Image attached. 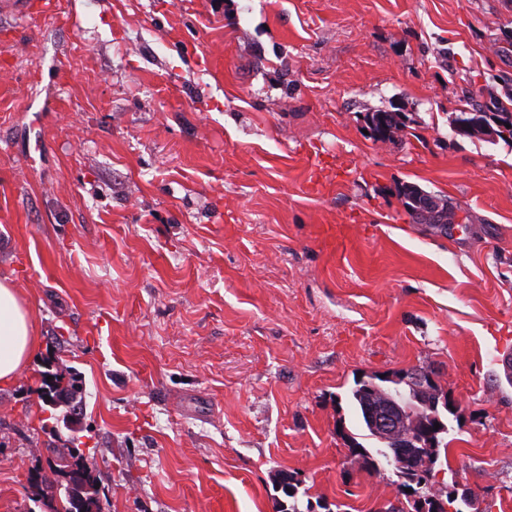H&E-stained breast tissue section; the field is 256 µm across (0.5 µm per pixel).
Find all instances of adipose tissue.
Here are the masks:
<instances>
[{
    "instance_id": "1",
    "label": "adipose tissue",
    "mask_w": 512,
    "mask_h": 512,
    "mask_svg": "<svg viewBox=\"0 0 512 512\" xmlns=\"http://www.w3.org/2000/svg\"><path fill=\"white\" fill-rule=\"evenodd\" d=\"M38 348L30 307L17 288L0 281V385L13 382Z\"/></svg>"
}]
</instances>
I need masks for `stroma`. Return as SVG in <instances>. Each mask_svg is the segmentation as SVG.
Masks as SVG:
<instances>
[{"mask_svg":"<svg viewBox=\"0 0 512 512\" xmlns=\"http://www.w3.org/2000/svg\"><path fill=\"white\" fill-rule=\"evenodd\" d=\"M512 0H63L0 16V280L41 347L0 386V512H49L38 375L81 378L102 512H378L356 378L434 370V487L512 512ZM407 115L402 141L367 113ZM469 212L413 223L404 185ZM465 112V111H462ZM460 113V115L455 117V122L453 124V130L456 134L461 135H473L477 132L483 133L488 138L496 137L497 128L500 130H504L506 124H509L507 119L504 121H498L495 126H485L479 127L477 123L473 120L468 119V113ZM470 137H479V136H470Z\"/></svg>","mask_w":512,"mask_h":512,"instance_id":"obj_1","label":"stroma"}]
</instances>
